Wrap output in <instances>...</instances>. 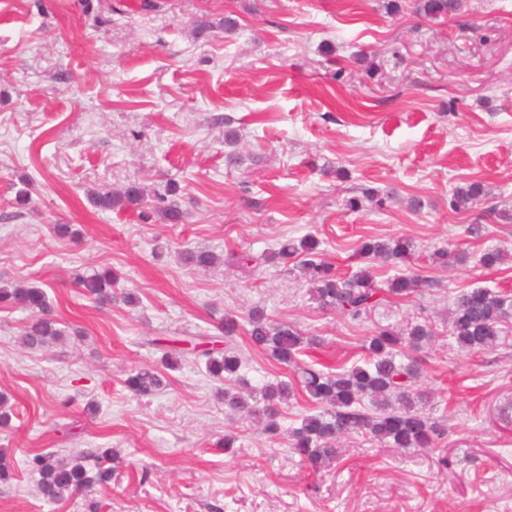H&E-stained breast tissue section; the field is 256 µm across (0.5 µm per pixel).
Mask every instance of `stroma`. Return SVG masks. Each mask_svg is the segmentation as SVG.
Here are the masks:
<instances>
[{"label": "stroma", "instance_id": "stroma-1", "mask_svg": "<svg viewBox=\"0 0 512 512\" xmlns=\"http://www.w3.org/2000/svg\"><path fill=\"white\" fill-rule=\"evenodd\" d=\"M0 0V279L48 286L64 340L19 341L24 311L0 308V393L14 415L0 448L16 469L0 483V512H512V333L463 352L448 311L462 290L512 292V0H467L452 18L386 13L383 0ZM238 28L224 32L225 17ZM376 64L367 73L358 55ZM235 130L240 164L227 161ZM31 180V202L16 196ZM177 181L184 210L168 224L154 202L100 212L91 190ZM477 182L485 204L456 212V188ZM389 188L383 206L348 210L364 188ZM420 200L413 209L411 200ZM76 238L61 239L54 225ZM479 234H468L470 225ZM313 234L340 275L362 267L366 237L409 238L404 267L376 264L377 282L404 271L422 292L354 322L317 308L306 283L262 252ZM500 248L499 267L480 252ZM204 248L208 270L178 255ZM463 249L441 269L430 256ZM257 260L244 272L230 254ZM111 267L140 303L98 308L70 286L74 270ZM261 308L321 345L301 364L352 365L379 326L428 319L435 342L419 381L445 420L439 447L400 450L359 434L334 467L315 470L256 423L228 412L223 382L190 361L150 399L124 386L153 365L144 337L215 336L222 314ZM251 388L292 380L240 337ZM234 435V447L222 446ZM114 448L111 488L59 504L40 498L23 468L40 450L71 458Z\"/></svg>", "mask_w": 512, "mask_h": 512}]
</instances>
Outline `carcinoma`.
I'll list each match as a JSON object with an SVG mask.
<instances>
[{"label": "carcinoma", "mask_w": 512, "mask_h": 512, "mask_svg": "<svg viewBox=\"0 0 512 512\" xmlns=\"http://www.w3.org/2000/svg\"><path fill=\"white\" fill-rule=\"evenodd\" d=\"M463 0H419L416 11L438 18L455 14ZM177 185L168 182L163 189L154 191L157 210L170 224L181 218L180 205L174 199ZM380 193L365 188L362 197L346 201L348 209L355 211L366 199L383 205ZM146 190L132 185L116 193L101 188L90 194V204L101 212L139 206L145 201ZM484 191L480 184L471 183L456 189L450 206L455 211L469 210L481 204ZM412 255V243L406 238L386 240L368 239L358 247V256L367 266L348 277L336 273L320 249V241L307 234L299 239H286L267 256L276 264L290 266L302 274L308 284L310 298L319 308L335 310L352 321H361L382 302L407 299L419 292L421 282L414 276L396 275L384 284L375 281L371 264L381 261L396 265ZM182 260L193 267L209 268L217 262L207 250H186ZM75 287L101 306L114 301L133 306L139 302L135 292L117 293L119 276L105 267L91 273L72 274ZM0 303L27 310L30 319L23 325L21 339L29 347H41L63 336L60 321L52 310L43 284L0 283ZM512 317V294L491 288H472L461 292L454 300L451 313L450 335L461 351L486 350L496 346L508 318ZM224 336V347L202 351L163 346L157 338L146 344L162 351L159 365L146 366L130 372L125 387L139 398H151L169 385L164 370H172L181 362L193 359L205 365L215 379L230 380L240 374L244 358L237 337L245 334L251 344L268 352L281 365L295 368L293 381H277L261 389V398L251 393L224 392V405L233 413L258 415L263 419L264 432L277 438L282 434L277 406L288 402L301 392L323 410L307 414L300 426L289 432L290 446L311 466L321 468L341 456V440L363 434L385 446L400 449H427L433 447L446 433V425L428 411L429 401L416 388L423 372L420 358H404L402 348L421 350L431 342V325L417 322L402 330L379 326L366 337L362 350L364 362L349 369L324 372L299 363L298 355L306 347L321 343L315 336H307L296 326L269 318L261 309L254 308L244 317L226 313L216 326ZM368 398L372 409L362 406ZM117 453L110 448H96L79 459L66 462L54 453H34L27 459V467L34 477L35 487L42 499L59 503L93 486L109 487L115 473Z\"/></svg>", "instance_id": "1"}]
</instances>
